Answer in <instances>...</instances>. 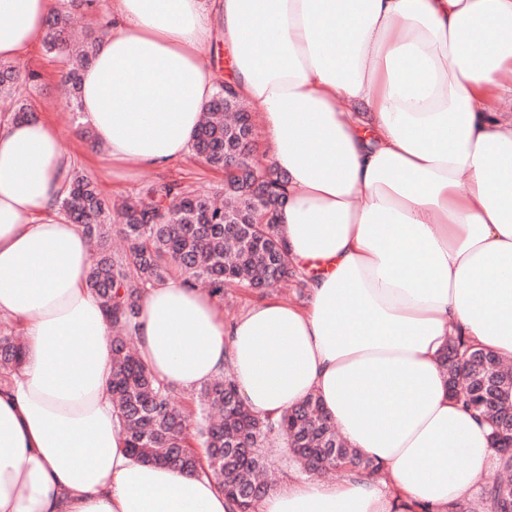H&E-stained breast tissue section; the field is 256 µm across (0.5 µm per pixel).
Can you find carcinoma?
I'll use <instances>...</instances> for the list:
<instances>
[{
    "instance_id": "1",
    "label": "carcinoma",
    "mask_w": 512,
    "mask_h": 512,
    "mask_svg": "<svg viewBox=\"0 0 512 512\" xmlns=\"http://www.w3.org/2000/svg\"><path fill=\"white\" fill-rule=\"evenodd\" d=\"M97 0H61L46 21L44 46L62 58L67 85L64 98L80 111V74L90 64L110 20L99 21V35L72 38V11L96 12ZM37 74L20 63L0 62V97L7 119L35 118L26 99ZM206 117L192 142L204 164L224 168V157L239 158L227 172L219 203L208 194L188 192L178 182L149 184L117 200L104 197L81 172L72 174L60 211L80 225L93 245L94 261L87 287L95 294L112 325L111 388L130 455L143 462L202 472L224 489L234 512H252L270 486L260 479L266 460L260 448L282 434L293 461L305 474L342 472L377 476L381 467L341 439L334 421L313 396L277 421L255 417L240 399L232 376L221 375L204 385L189 409L175 404L174 388L155 379L131 346L143 294L157 284L181 277L191 287L205 286L224 295L231 285L273 288L292 275L280 238L277 210L267 195L283 196L285 177L255 155V133L246 103L217 83ZM126 242L120 253L110 248L112 220ZM20 338L0 329V380L23 360ZM447 375L463 377L453 396L465 409L483 418L488 439H499L505 418L512 419V371L495 353L460 336L452 337L440 358ZM205 449L200 458L196 448ZM491 512H512V480L497 477L480 487Z\"/></svg>"
}]
</instances>
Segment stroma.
<instances>
[{"label": "stroma", "mask_w": 512, "mask_h": 512, "mask_svg": "<svg viewBox=\"0 0 512 512\" xmlns=\"http://www.w3.org/2000/svg\"><path fill=\"white\" fill-rule=\"evenodd\" d=\"M37 79L29 89L28 102L37 117L46 119L61 134L62 148L79 159L78 167L96 180L107 195L118 197L137 191L153 183L181 182L191 191H212L224 182L223 171L202 164L197 157L189 155L172 167L152 168L132 163H107L104 149L91 148L77 133L79 122L63 105L59 94L60 63L44 46L34 47L24 60ZM307 298L306 289L288 284L256 293L231 286L225 288L220 302L225 321L234 320L253 303L274 299L285 304H300Z\"/></svg>", "instance_id": "stroma-1"}]
</instances>
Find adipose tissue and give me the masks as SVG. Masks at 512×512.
<instances>
[{
    "mask_svg": "<svg viewBox=\"0 0 512 512\" xmlns=\"http://www.w3.org/2000/svg\"><path fill=\"white\" fill-rule=\"evenodd\" d=\"M57 0H0V58L21 59ZM82 73L84 121L110 160L191 151L229 82L286 180L278 211L305 305L225 322L174 278L148 289L141 359L185 394L232 368L279 419L316 395L381 476L291 480L258 512H446L485 484L487 430L448 397L440 354L463 336L512 359V0H112ZM76 159L43 120H0V318L25 361L0 384V512H230L217 482L137 461L112 400V328L87 288L81 226L60 213ZM456 466H449V459ZM201 57L205 63L210 61L217 75L224 79L227 75L228 52L221 42L213 43L210 49L206 46L201 52Z\"/></svg>",
    "mask_w": 512,
    "mask_h": 512,
    "instance_id": "ef3b65f1",
    "label": "adipose tissue"
}]
</instances>
